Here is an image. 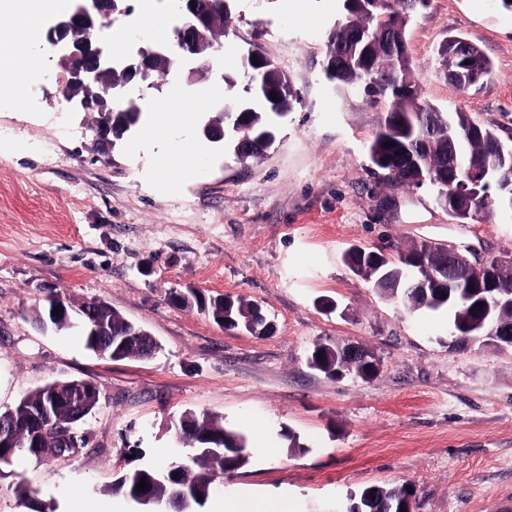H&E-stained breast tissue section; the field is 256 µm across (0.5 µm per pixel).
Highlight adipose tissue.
<instances>
[{"label":"adipose tissue","instance_id":"obj_1","mask_svg":"<svg viewBox=\"0 0 512 512\" xmlns=\"http://www.w3.org/2000/svg\"><path fill=\"white\" fill-rule=\"evenodd\" d=\"M66 0H12L1 5L0 14L9 19L6 29L0 30V40L10 43L13 52L9 58L0 60V81L15 85L23 78L35 73L41 63L39 55L31 53L32 44L41 37L40 21L49 13L64 9ZM199 114L194 99H184L179 106L159 103L150 121L142 130L143 140L169 139L172 127L191 123ZM171 141L167 154L154 166L153 174L159 186H170L176 173L187 166L201 162L200 148L188 140Z\"/></svg>","mask_w":512,"mask_h":512}]
</instances>
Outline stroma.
<instances>
[{"label": "stroma", "instance_id": "stroma-1", "mask_svg": "<svg viewBox=\"0 0 512 512\" xmlns=\"http://www.w3.org/2000/svg\"><path fill=\"white\" fill-rule=\"evenodd\" d=\"M341 9V0H232L225 74L237 76L259 48L299 97L264 156L244 164L188 129L205 163L170 190L147 178L166 141L135 153L126 139L104 155L94 113L62 104L56 84L28 86L23 102L0 110V409L55 380L87 379L100 392L82 425L85 448L0 466V512H137L114 480L135 468V447L170 467L171 427L189 409L223 418L250 447L206 512L241 494L287 498L292 512H341L350 493L375 484H412L415 512H494L512 497V352L449 349L447 315L385 300L343 261L354 246L394 258L415 241L512 256V206L457 224L431 187L399 188L375 172L367 147L385 103L323 70ZM451 34L491 58L480 86L461 90L439 75L436 48ZM407 44L423 98L512 143V11L428 0ZM172 83L228 94L220 80L174 70L144 90L146 105ZM191 288L257 303L272 335L226 330L171 303L170 292ZM50 289L75 306L105 302L160 350L115 360L78 333L41 329L33 317ZM318 341L364 350L377 373L336 379L310 368ZM19 483L34 490L31 506L15 498Z\"/></svg>", "mask_w": 512, "mask_h": 512}]
</instances>
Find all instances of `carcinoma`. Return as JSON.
Wrapping results in <instances>:
<instances>
[{
    "mask_svg": "<svg viewBox=\"0 0 512 512\" xmlns=\"http://www.w3.org/2000/svg\"><path fill=\"white\" fill-rule=\"evenodd\" d=\"M378 2L379 7L371 14L358 3L343 5L341 17L327 36L325 63L343 54L345 65L338 71L336 83L340 86H361L369 99L389 101L368 146L373 165L400 186L419 187L421 183L416 181V175L397 164V155L406 152L418 158L423 170L435 175V180L428 181V184L436 191V203L448 210L449 218L466 224L473 220V214L490 211L496 198L489 194L477 202L462 200L450 208L448 194L452 192L451 184L442 181L438 175L454 160L458 161L459 177L463 178L470 168L486 159H494L503 174L512 176V144L504 143L493 129L471 122L467 112L448 114L440 111L413 87L406 34L425 0ZM379 15L389 16L396 26V37L402 49H393L385 32L377 29ZM462 42L468 46L465 59L469 64L465 68L482 79L488 77L492 72L491 60L477 44L459 34H450L439 44L437 55L442 73L446 75L459 67L457 59L448 52V45ZM254 60L260 65L252 64ZM224 82L231 88L242 83V93L224 106V128L233 132L227 145L233 148L240 140L247 144V150L238 155L239 159L258 157L272 143L277 122L283 118L275 111V106L290 107L296 98L291 81L274 60L259 54L255 58H247L241 80L226 75ZM272 93L278 96L279 101L270 99ZM99 118L110 129L112 143L115 144L127 136L130 126L142 127L146 113L114 106L110 111L99 113ZM450 125L458 131L452 139L448 138ZM387 141L394 142V145L384 146ZM439 253L440 248L423 242L399 253L398 258L382 265L376 272L361 269L356 275L363 277L385 298L403 303L413 311L448 314L453 330L452 347L457 349L466 344V334L475 331L473 327H464V322L474 319L470 305L453 296L443 299L433 288L427 289V296L423 297L399 279V271L406 272L416 267L417 260L429 266ZM55 305L59 307L64 325L56 324L54 328L63 331L72 327V305L57 292L48 294L46 307ZM197 305L201 313L225 329L240 327L254 335L263 326L261 309L254 303L216 300L207 304L199 301ZM100 321L105 325L104 333L109 336L137 335V325L109 307L103 309ZM309 361L317 370L333 377L338 376L342 366L336 347L324 343L314 345ZM355 370L360 378L367 380L376 374L377 364L364 355L355 359ZM55 395L63 405L54 415L58 419L54 426L30 424L20 415L12 414L10 409L0 412V422L11 426V442L0 446V465H12L21 457L42 460L70 452L58 444L47 443L46 435L57 426H75L80 421V418L68 414L66 402L71 398L85 400V415L89 416L99 404L100 392L94 384L86 388L82 380L53 382L27 393L24 399L49 402ZM174 429L176 439L188 448V460L176 462L165 470L149 465L137 467L118 476L115 486L136 502L140 496L136 485L145 480L147 491L157 500L158 508L166 507L168 500L188 490L191 492L189 512H205L204 507L214 491L217 478L234 475L247 464L246 438L225 428L221 420L207 413H187L180 417ZM414 508L416 495L407 489V485L392 488L370 485L348 498L345 512L357 509L361 512H401L405 509L408 512Z\"/></svg>",
    "mask_w": 512,
    "mask_h": 512,
    "instance_id": "obj_1",
    "label": "carcinoma"
}]
</instances>
